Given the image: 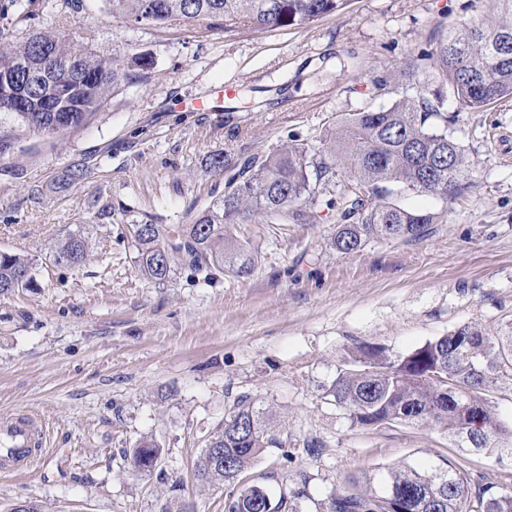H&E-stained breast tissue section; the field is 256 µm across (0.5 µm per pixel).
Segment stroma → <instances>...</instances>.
<instances>
[{
	"label": "stroma",
	"instance_id": "35a3bbf8",
	"mask_svg": "<svg viewBox=\"0 0 512 512\" xmlns=\"http://www.w3.org/2000/svg\"><path fill=\"white\" fill-rule=\"evenodd\" d=\"M486 0H347L304 27L127 26L106 0H86L72 25L90 48L143 54L147 80L114 92L81 129L19 140L0 161V252L28 256L37 285L0 292V414L35 410L46 453L26 475H0V512H224L229 489L201 483L195 464L239 397L269 410L283 440L244 483L280 497L307 477L301 512L348 476L460 456L447 433L402 424L358 428L326 390L361 342L404 354L470 325L512 332V102L483 112L449 106L448 130L474 163L471 190L451 203L408 192L403 206L437 213L413 242L373 240L339 253L321 187L311 224H241L258 253L253 274L203 282L183 271L158 284L138 274L133 224H180L210 200L213 155L229 161L297 141L327 152L337 119L417 95L406 61L439 25L480 21ZM387 80L373 91L375 80ZM228 86L233 97L217 100ZM74 163L86 180L61 189ZM111 214L101 217L99 187ZM82 229L79 267L49 262L50 245ZM142 439L161 459L144 475ZM463 457V456H460ZM472 488L512 490V455L463 457Z\"/></svg>",
	"mask_w": 512,
	"mask_h": 512
}]
</instances>
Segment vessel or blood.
Listing matches in <instances>:
<instances>
[{"label": "vessel or blood", "instance_id": "obj_1", "mask_svg": "<svg viewBox=\"0 0 512 512\" xmlns=\"http://www.w3.org/2000/svg\"><path fill=\"white\" fill-rule=\"evenodd\" d=\"M41 427L30 414L0 415V472L11 473L28 468L37 452Z\"/></svg>", "mask_w": 512, "mask_h": 512}]
</instances>
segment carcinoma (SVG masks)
Returning a JSON list of instances; mask_svg holds the SVG:
<instances>
[{
    "label": "carcinoma",
    "mask_w": 512,
    "mask_h": 512,
    "mask_svg": "<svg viewBox=\"0 0 512 512\" xmlns=\"http://www.w3.org/2000/svg\"><path fill=\"white\" fill-rule=\"evenodd\" d=\"M112 17L130 26L164 27L172 21L204 31L237 25L306 26L343 8L346 0H107ZM490 15L471 25L443 27L432 48L406 63L405 76L428 94L404 95L389 107L347 114L330 142L331 162L315 160L305 144H288L264 155L229 163L216 155L211 169L225 174L224 190L201 209L190 207L185 224H133L129 247L139 274L165 283L182 270L208 282L231 273L249 277L255 266L250 240L236 225L255 219L309 222L317 189L333 182L336 169L350 183L336 199L334 244L343 254L373 239L420 238L436 214L407 209L398 196L413 191L443 202L472 186V163L448 133V99L461 111L482 112L512 99V0H487ZM84 11V0H0V160L23 136L53 138L86 126L112 90L151 66L98 54L70 36L67 24ZM140 72L132 73V67ZM88 242L77 229L52 249L56 265L80 266ZM36 282L33 261L0 252V292ZM512 381V335L486 336L465 326L392 355L364 343L348 352L327 389L354 427L385 424L432 426L470 454H512V426L494 412L489 394ZM283 442L269 431L267 414L246 396L224 418V429L207 442L219 448L217 464L202 452L195 467L206 484L239 486L227 512H266L263 487L240 485L241 476L266 448ZM479 496L480 512H512V492ZM468 471L409 464L370 476H350L318 503V512H472Z\"/></svg>",
    "instance_id": "cac0c4a2"
}]
</instances>
